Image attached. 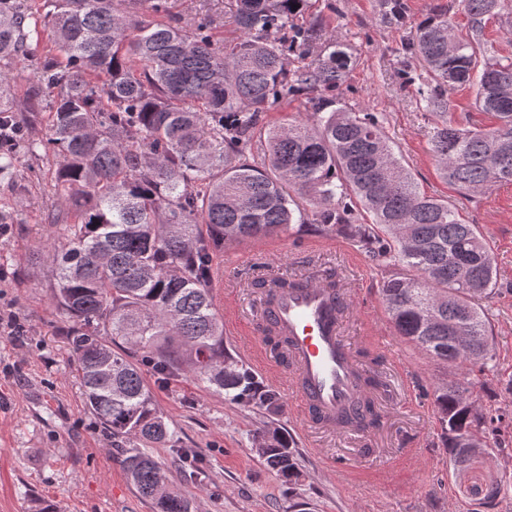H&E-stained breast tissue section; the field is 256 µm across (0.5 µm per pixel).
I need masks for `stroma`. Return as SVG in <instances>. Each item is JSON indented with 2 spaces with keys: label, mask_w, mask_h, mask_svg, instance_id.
<instances>
[{
  "label": "stroma",
  "mask_w": 512,
  "mask_h": 512,
  "mask_svg": "<svg viewBox=\"0 0 512 512\" xmlns=\"http://www.w3.org/2000/svg\"><path fill=\"white\" fill-rule=\"evenodd\" d=\"M405 25L390 19L381 0H311L336 38L349 44L354 64L338 92L348 108L376 114L420 189L447 198L468 224L479 225L495 259L498 289L483 300L496 358L471 376L482 409L512 417V183L468 193L446 182L430 150L436 122L397 71L408 26L439 5L447 6L458 34L468 32L461 0H405ZM51 41L40 31L24 59L0 60V94L25 112L27 90ZM16 167L26 188L0 178V206L16 208L8 237L0 238V306L11 304L25 326L13 335L0 325V512H153L117 461V443L86 404L63 321L51 301L48 261L33 248L51 228L54 209L52 154L20 155ZM329 275L349 296L345 334L357 357L378 363L387 389L381 420L364 440L316 430L299 417L295 400L264 365L247 354L265 339L260 303L275 275ZM386 278L346 237L291 228L257 240L225 243L215 260L214 299H228L235 328L224 347L263 385L279 392L271 414L231 400L187 374L161 382L142 356L134 361L149 384L157 412L169 423V444L153 458L193 503L195 512H512V447L489 448L466 469L451 465L441 444L433 391L445 370L398 336L381 298ZM279 427L288 433L301 477L284 483L256 452L257 434ZM180 448L196 451L184 462ZM346 463L342 475L333 460ZM498 495H491V488Z\"/></svg>",
  "instance_id": "stroma-1"
}]
</instances>
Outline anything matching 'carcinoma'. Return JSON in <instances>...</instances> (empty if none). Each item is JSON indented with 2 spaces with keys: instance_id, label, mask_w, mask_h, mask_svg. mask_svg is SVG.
<instances>
[{
  "instance_id": "obj_1",
  "label": "carcinoma",
  "mask_w": 512,
  "mask_h": 512,
  "mask_svg": "<svg viewBox=\"0 0 512 512\" xmlns=\"http://www.w3.org/2000/svg\"><path fill=\"white\" fill-rule=\"evenodd\" d=\"M472 35L455 40L448 8L410 28L401 54L421 68L419 93L438 123L431 151L440 173L468 192L512 182V59L487 54L482 20L512 0H462ZM53 54L39 68L20 121L0 99V178L15 180L17 155L51 148L61 158L52 242L51 299L67 325L89 409L116 438L130 483L153 512H191L147 448L169 440L136 351L168 376L194 378L232 399L274 412L276 392L224 352V323L210 282L224 243L272 236L296 224L342 235L388 270L382 299L398 335L458 375L493 358L479 301L497 284L494 258L475 224L420 191L377 115L355 112L336 91L349 45L308 13V0H224L239 32L219 44V12L186 21L170 0H41ZM16 0H0V55L21 56L37 33ZM468 87L491 129L459 125L448 91ZM303 97L306 119L268 127L263 113ZM49 137L33 135L43 109ZM370 214L362 224L355 206ZM469 335V341L459 336ZM124 345V352L112 345ZM474 383L450 380L434 406L450 463L464 466L502 445L504 414L472 401ZM470 444L457 442V434ZM259 455L282 479L299 478L277 431Z\"/></svg>"
}]
</instances>
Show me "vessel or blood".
<instances>
[{"mask_svg": "<svg viewBox=\"0 0 512 512\" xmlns=\"http://www.w3.org/2000/svg\"><path fill=\"white\" fill-rule=\"evenodd\" d=\"M342 289L330 280L304 277L301 285L285 287L271 278L261 303L262 325L287 338V388L298 400L302 418L342 436H362L367 425L345 422L352 410L379 398L365 383L368 366L360 363L345 336Z\"/></svg>", "mask_w": 512, "mask_h": 512, "instance_id": "vessel-or-blood-1", "label": "vessel or blood"}]
</instances>
